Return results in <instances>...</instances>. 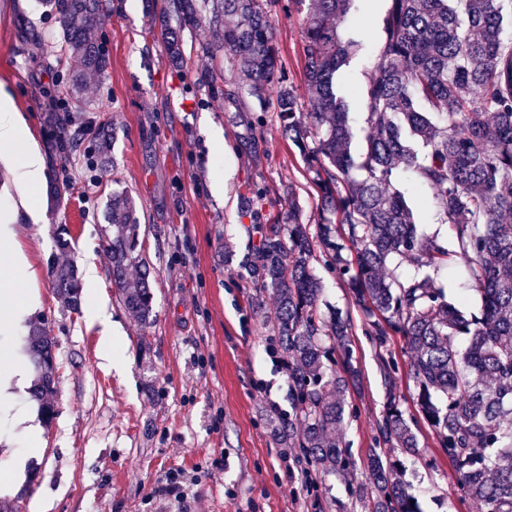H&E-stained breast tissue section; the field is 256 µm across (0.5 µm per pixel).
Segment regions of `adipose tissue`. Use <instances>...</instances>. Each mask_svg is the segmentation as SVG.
Instances as JSON below:
<instances>
[{"label":"adipose tissue","instance_id":"adipose-tissue-1","mask_svg":"<svg viewBox=\"0 0 512 512\" xmlns=\"http://www.w3.org/2000/svg\"><path fill=\"white\" fill-rule=\"evenodd\" d=\"M0 166L12 174L8 210L40 222V192L46 180L44 160L27 120L4 92L0 93ZM85 277L89 287L87 318L98 327L102 353L108 358L112 355V323L96 289L98 276L94 265L86 266Z\"/></svg>","mask_w":512,"mask_h":512}]
</instances>
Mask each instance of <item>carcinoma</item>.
Listing matches in <instances>:
<instances>
[{
  "mask_svg": "<svg viewBox=\"0 0 512 512\" xmlns=\"http://www.w3.org/2000/svg\"><path fill=\"white\" fill-rule=\"evenodd\" d=\"M180 26H197L196 0H170ZM354 0H309L304 27V80L314 108L303 111L285 82L267 6L272 0H223L213 34L231 56L239 79L263 99L279 86L278 118L288 140L316 174L321 209L315 226L288 215L286 224H261L248 274L276 297L265 320L270 341L290 359L285 442L328 473H351V453L336 438L345 419V393L358 370L350 362L348 324L321 314V281L311 261L320 249L347 279L372 333L404 337L413 353L416 405L437 435L463 489L484 512H512V10L506 0H387L376 70L360 88L366 105L364 136L352 147L349 103L337 94L343 67L364 50L354 34L340 35L334 20ZM61 25L65 45L82 69L61 93L81 102L91 78L107 67L94 30L101 0H41ZM172 58H182L178 34L162 29ZM109 155L107 123L94 131ZM415 175L419 189L452 224L466 259L479 313L448 301L429 274L450 262L438 238L419 234L397 188ZM112 237V287L140 321L153 316L148 264L138 253L135 201L114 191L107 205ZM356 251V262L348 251ZM411 268L404 278L391 263ZM139 265L138 278L128 268ZM57 298L78 308L77 270L52 265ZM469 337L466 349L452 338ZM28 352L36 372L30 390L45 420L54 418L58 369L55 341L31 329ZM383 441L416 447L396 399L384 406ZM401 463L372 452L374 482L359 497L372 512H423L393 479Z\"/></svg>",
  "mask_w": 512,
  "mask_h": 512,
  "instance_id": "obj_1",
  "label": "carcinoma"
}]
</instances>
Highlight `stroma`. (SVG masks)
Returning <instances> with one entry per match:
<instances>
[{
  "label": "stroma",
  "instance_id": "1",
  "mask_svg": "<svg viewBox=\"0 0 512 512\" xmlns=\"http://www.w3.org/2000/svg\"><path fill=\"white\" fill-rule=\"evenodd\" d=\"M168 10L169 0H103L95 36L108 65L77 106L54 93L80 66L56 16L36 0H0V89L28 121L47 175L40 223L0 214L15 225L14 245L34 272L28 287L39 296L37 309L0 329V339L17 346L33 325L43 326L60 364L57 416L40 424L38 447H25L0 422V463L14 472L0 488V512H365L357 490L373 483L368 456L376 447L403 462L402 479L423 512H478L417 412L405 340L377 342L321 255L312 262L323 286L320 309L349 323L360 373L346 393L342 426L355 466L346 481L304 460L286 466L279 432L289 411L288 369L264 325L274 298L244 279L242 263L259 243L256 223H287L294 210L313 225L320 202L280 127L276 88L259 99L227 94L221 80L209 84L208 74L221 76L230 65L205 23L183 30V60L172 62L160 19L179 21ZM270 15L286 81L304 98L307 9L279 0ZM103 119L113 137L106 166L88 134ZM69 131L81 133L78 147ZM219 178L220 198L212 192ZM116 190L138 206L154 294L147 324L111 282L105 210ZM53 261L80 271L96 264L118 338L111 361L101 358L99 329L85 311L56 299ZM391 394L417 436L412 452L378 443ZM171 469L184 472V499L152 498Z\"/></svg>",
  "mask_w": 512,
  "mask_h": 512
}]
</instances>
